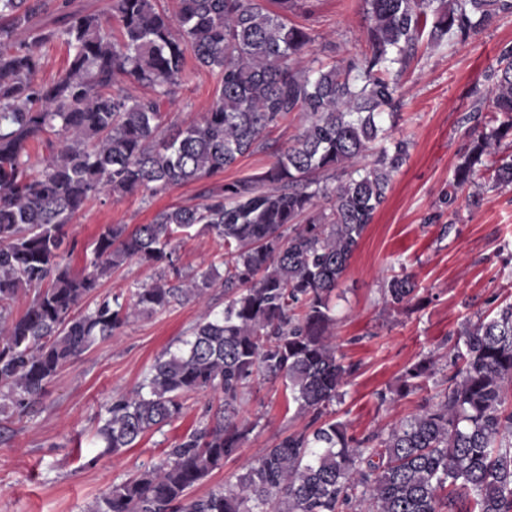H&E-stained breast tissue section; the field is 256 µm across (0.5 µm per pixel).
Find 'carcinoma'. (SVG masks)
<instances>
[{"label":"carcinoma","mask_w":512,"mask_h":512,"mask_svg":"<svg viewBox=\"0 0 512 512\" xmlns=\"http://www.w3.org/2000/svg\"><path fill=\"white\" fill-rule=\"evenodd\" d=\"M0 0V419L22 415L70 361L116 335L130 318L203 302L224 289L177 351L159 356L137 389L112 401L97 438L116 454L179 417L185 398L220 397L166 458L112 486L88 512H512V302L466 321L448 374L428 400L386 430L362 437L327 421L356 371L335 342L336 290L412 142L384 123L401 107L400 78L422 42H467L512 0H363L366 48L343 65L299 67L313 37L288 14L298 0ZM66 46L68 67L38 78L45 50ZM217 76L199 120L165 130L166 104L191 79L187 58ZM467 121L452 186L491 172L512 186V46ZM150 93L133 97L124 84ZM305 123L264 170L190 206L158 211L131 229L105 224L83 272L62 262L69 225L101 195L147 192L210 178L267 147L288 114ZM341 172L330 187L321 176ZM222 251L213 268L183 278L174 242L193 229ZM169 268L131 292L101 293L132 261ZM35 294L25 312L13 307ZM394 309L418 307L413 275L384 289ZM439 372L433 357L401 374L406 399ZM284 383L310 416L235 482L193 489L235 455L257 422L242 414L257 380Z\"/></svg>","instance_id":"carcinoma-1"}]
</instances>
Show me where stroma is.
Segmentation results:
<instances>
[{
	"instance_id": "stroma-1",
	"label": "stroma",
	"mask_w": 512,
	"mask_h": 512,
	"mask_svg": "<svg viewBox=\"0 0 512 512\" xmlns=\"http://www.w3.org/2000/svg\"><path fill=\"white\" fill-rule=\"evenodd\" d=\"M293 20L309 29L312 55L324 64L345 62L365 47L362 0H304ZM507 44H512V16H499L467 43L420 47L401 79L404 107L394 134L413 146L354 252L336 300L334 334L357 371L335 406V418L351 434L388 427L434 396L441 383L437 377L406 399L382 404L377 398L395 388L405 367L422 356L445 355L468 318L493 303L512 301V188H487L488 175L480 170L474 181L486 191L479 209H469L466 187L458 189L453 204L444 202L466 143L463 118ZM215 89L208 72L195 71L168 106L170 121L185 126L198 120ZM303 123L300 115H289L270 134L267 149L208 179L151 198L134 193L92 200L70 226L76 247L66 263L76 272L84 267L103 225L150 223L161 209L200 203L205 191L269 166L274 149L291 144ZM176 248L181 273L198 275L222 264L207 235L191 233ZM403 269L413 274L424 303L394 310L384 305L382 289ZM209 307L223 309V289H211L203 304L130 319L118 336L66 364L23 421H0V512H87L113 485L163 459L167 448L193 432L206 408L217 405V394L192 395L178 418L119 454L105 453L96 437L99 413L132 391L157 357L176 349ZM242 410L256 428L239 454L199 484L195 495L234 481L246 462L307 423L289 409L279 382L254 385Z\"/></svg>"
}]
</instances>
